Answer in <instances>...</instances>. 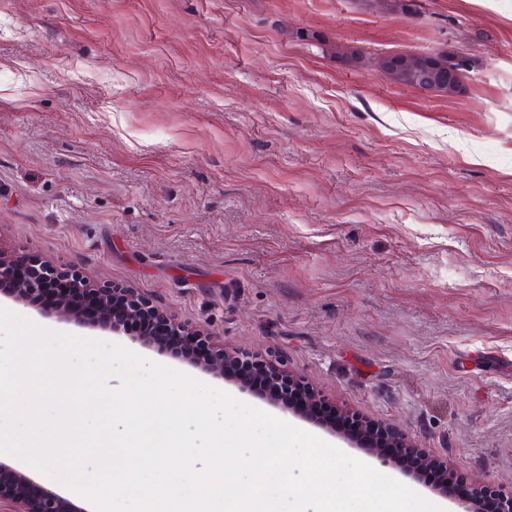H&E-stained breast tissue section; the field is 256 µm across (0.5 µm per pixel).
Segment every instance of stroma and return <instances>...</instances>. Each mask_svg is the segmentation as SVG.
Listing matches in <instances>:
<instances>
[{
    "instance_id": "obj_1",
    "label": "stroma",
    "mask_w": 512,
    "mask_h": 512,
    "mask_svg": "<svg viewBox=\"0 0 512 512\" xmlns=\"http://www.w3.org/2000/svg\"><path fill=\"white\" fill-rule=\"evenodd\" d=\"M410 2L0 0V250L134 289L508 489L512 0ZM430 51L468 58L459 93L375 67ZM0 307L116 340L466 510L171 350L6 283ZM55 308L61 320L73 323L79 328H95L98 326L97 320H90L85 317L79 310L75 309L70 300H61Z\"/></svg>"
}]
</instances>
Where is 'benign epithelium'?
Returning <instances> with one entry per match:
<instances>
[{"instance_id": "1", "label": "benign epithelium", "mask_w": 512, "mask_h": 512, "mask_svg": "<svg viewBox=\"0 0 512 512\" xmlns=\"http://www.w3.org/2000/svg\"><path fill=\"white\" fill-rule=\"evenodd\" d=\"M434 54H400L396 61L379 68V72L392 82H398V68L417 76L425 73V68ZM61 274L47 262L38 258L20 268L16 266L8 255L0 251V282L6 281L15 289L14 298L17 301L25 300L28 293H38L45 288H52ZM71 288L70 299L61 300L56 305L58 317L70 322L79 328H95L98 321L85 317L71 300H81L94 304L100 311H105L107 301L119 300L123 304L125 315L134 317L140 314H151L164 326L175 331L176 335L183 337L192 345L207 348L206 356L201 359H192L190 363L205 373L216 377L234 379L244 383L248 368L254 364H263L265 360L257 357L230 353L224 346L209 341L207 334L194 328L186 322H177L168 315L159 311L147 298L131 288H92L88 282L77 272L68 275ZM100 326L108 329L115 335H125L127 331L117 319L105 320ZM277 387L282 396L290 399L301 397L303 403L290 405L288 409L304 417H315L320 424L336 431L334 417L347 416L355 422V432L344 434V437L369 453L379 455L381 448L400 446L409 453L417 456L424 465L440 466L443 475V489L440 493H448V468L439 465L435 457L425 448L419 447L415 442L404 438L395 428L381 423L371 422L359 415L346 411L338 405L327 401L317 390L305 382L300 376L291 371H280V378L276 379ZM8 500L15 504L16 512H61V500L54 492L34 485L22 472L0 463V501Z\"/></svg>"}]
</instances>
